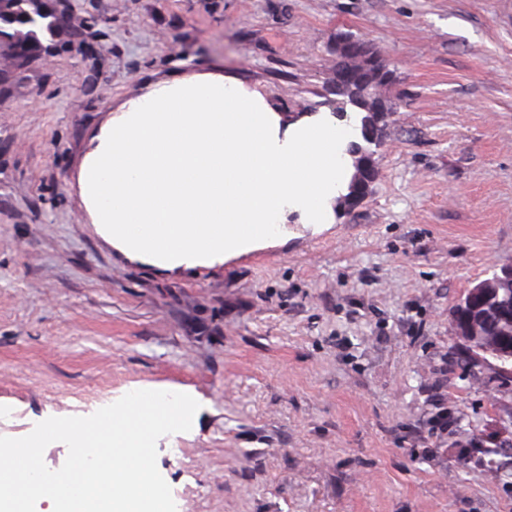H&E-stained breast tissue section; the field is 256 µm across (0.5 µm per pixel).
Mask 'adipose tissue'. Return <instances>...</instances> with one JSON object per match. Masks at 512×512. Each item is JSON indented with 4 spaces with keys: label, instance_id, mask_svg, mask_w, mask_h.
I'll use <instances>...</instances> for the list:
<instances>
[{
    "label": "adipose tissue",
    "instance_id": "ef3b65f1",
    "mask_svg": "<svg viewBox=\"0 0 512 512\" xmlns=\"http://www.w3.org/2000/svg\"><path fill=\"white\" fill-rule=\"evenodd\" d=\"M356 133L328 112L284 122L219 74L177 78L128 99L90 135L77 187L126 261L212 267L286 243L288 213L307 228L332 224Z\"/></svg>",
    "mask_w": 512,
    "mask_h": 512
}]
</instances>
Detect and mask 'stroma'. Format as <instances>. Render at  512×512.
<instances>
[{
	"label": "stroma",
	"mask_w": 512,
	"mask_h": 512,
	"mask_svg": "<svg viewBox=\"0 0 512 512\" xmlns=\"http://www.w3.org/2000/svg\"><path fill=\"white\" fill-rule=\"evenodd\" d=\"M0 103V436L133 388L200 404L157 443L177 512H512V378L461 362L454 309L512 264V0H73ZM377 49L393 108L366 201L287 246L166 273L75 189L89 134L155 84L221 73L336 109L330 44ZM447 432H431L433 397ZM503 436L490 467L452 454Z\"/></svg>",
	"instance_id": "obj_1"
}]
</instances>
